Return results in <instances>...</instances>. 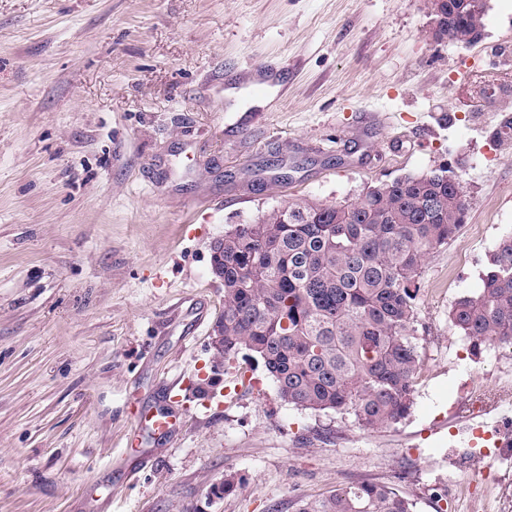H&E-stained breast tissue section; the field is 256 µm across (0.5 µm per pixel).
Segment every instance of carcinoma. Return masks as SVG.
<instances>
[{
    "mask_svg": "<svg viewBox=\"0 0 512 512\" xmlns=\"http://www.w3.org/2000/svg\"><path fill=\"white\" fill-rule=\"evenodd\" d=\"M441 39L483 28V0H433ZM464 187L441 168L372 186L327 205L292 198L211 246L224 270V361L247 351L297 409L350 415L367 432L414 404L421 366L415 333L426 254L463 227ZM473 356L512 347V235L490 256L482 288L449 311ZM297 512H414L379 483L339 486Z\"/></svg>",
    "mask_w": 512,
    "mask_h": 512,
    "instance_id": "cac0c4a2",
    "label": "carcinoma"
}]
</instances>
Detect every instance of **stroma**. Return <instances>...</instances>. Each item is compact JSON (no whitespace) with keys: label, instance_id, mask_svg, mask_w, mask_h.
Here are the masks:
<instances>
[{"label":"stroma","instance_id":"obj_1","mask_svg":"<svg viewBox=\"0 0 512 512\" xmlns=\"http://www.w3.org/2000/svg\"><path fill=\"white\" fill-rule=\"evenodd\" d=\"M428 21L426 0H0V512H296L352 482L436 512L488 464L512 483L461 410L464 384L512 385V349L472 357L448 317L512 234V91L474 104L469 74L512 69V0L471 46ZM260 67L274 89L225 82ZM367 110L385 121L353 140ZM441 167L467 219L421 268L406 418L366 432L255 361L213 372L216 239ZM139 410L179 427L129 457Z\"/></svg>","mask_w":512,"mask_h":512}]
</instances>
